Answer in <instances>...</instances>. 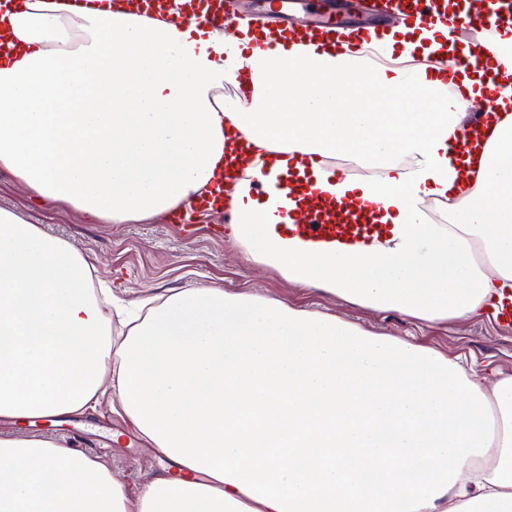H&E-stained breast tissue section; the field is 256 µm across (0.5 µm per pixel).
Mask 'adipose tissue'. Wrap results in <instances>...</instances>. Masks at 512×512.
Masks as SVG:
<instances>
[{"mask_svg":"<svg viewBox=\"0 0 512 512\" xmlns=\"http://www.w3.org/2000/svg\"><path fill=\"white\" fill-rule=\"evenodd\" d=\"M182 2L157 17L118 0L1 11L0 168L87 223L148 222L222 179L242 135L254 157L228 212L246 261L428 323L512 303V89L468 178L453 152L462 103L445 75L408 65L453 45L448 25L392 30L352 58L316 41L255 46L247 19L228 41L174 22ZM240 74L250 99H226ZM297 152L380 168L340 181L317 166L311 181L377 208L386 235H283L275 180ZM426 197L447 223L423 219ZM91 281L64 240L0 209V420L50 421L109 392L181 475L132 496L101 458L0 437V512H512V375L489 387L434 347L215 287L111 317Z\"/></svg>","mask_w":512,"mask_h":512,"instance_id":"obj_1","label":"adipose tissue"}]
</instances>
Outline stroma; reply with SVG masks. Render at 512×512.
<instances>
[{
	"label": "stroma",
	"instance_id": "35a3bbf8",
	"mask_svg": "<svg viewBox=\"0 0 512 512\" xmlns=\"http://www.w3.org/2000/svg\"><path fill=\"white\" fill-rule=\"evenodd\" d=\"M0 208L13 210L68 242L94 267L96 279L111 282L118 296L126 299L172 289L220 287L332 314L374 333L437 347L482 370L492 382L499 374H512V323L483 317L467 323L427 324L398 312L354 307L321 290L297 287L273 269L246 262L220 215L197 218L198 229L192 234L163 220L86 224L72 209L36 204L28 188L4 169H0ZM75 418L85 432L104 427L118 434V442L111 447L90 448L86 454L102 458L130 492L171 468V461L151 448L134 432L126 415L113 407L111 396L101 397L95 408L76 413Z\"/></svg>",
	"mask_w": 512,
	"mask_h": 512
}]
</instances>
